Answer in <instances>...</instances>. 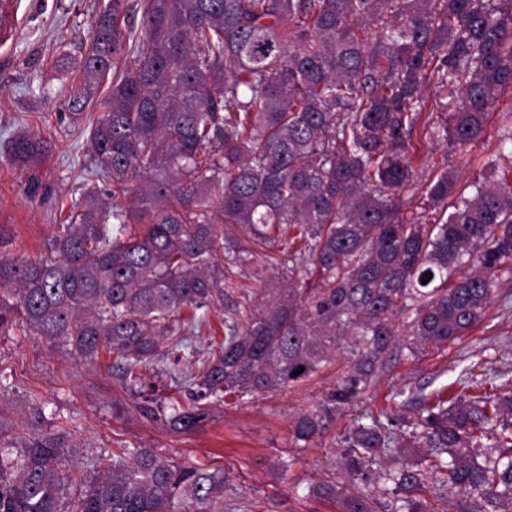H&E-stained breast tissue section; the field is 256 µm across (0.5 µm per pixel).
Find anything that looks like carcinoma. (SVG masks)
Here are the masks:
<instances>
[{
    "mask_svg": "<svg viewBox=\"0 0 512 512\" xmlns=\"http://www.w3.org/2000/svg\"><path fill=\"white\" fill-rule=\"evenodd\" d=\"M130 8L107 0L80 54L58 51L59 79L82 74L70 122L111 189L88 193L38 261L9 255L0 225L1 333L22 324L90 362L113 353L120 382L143 387L136 410L176 433L343 349L348 366L320 409L292 419L308 441L372 389L397 325L416 354L484 319L495 272L512 273V183L465 197L447 160L415 166L412 141L423 132L461 154L485 142L512 89V0H136L137 26ZM45 153L27 134L10 145L25 168ZM258 249L284 268L281 287L225 319L196 372L158 395L153 369L190 347L195 311L239 287L224 266ZM367 417L339 453L349 484L310 494L344 512H427L432 475L448 512H512L511 388L428 400L400 435L391 410ZM62 452L55 435L0 448V512H57L71 482ZM225 481L121 448L72 512H212ZM369 484L385 485L381 497Z\"/></svg>",
    "mask_w": 512,
    "mask_h": 512,
    "instance_id": "carcinoma-1",
    "label": "carcinoma"
}]
</instances>
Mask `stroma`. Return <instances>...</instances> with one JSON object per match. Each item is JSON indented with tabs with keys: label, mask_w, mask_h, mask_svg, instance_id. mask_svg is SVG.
I'll list each match as a JSON object with an SVG mask.
<instances>
[{
	"label": "stroma",
	"mask_w": 512,
	"mask_h": 512,
	"mask_svg": "<svg viewBox=\"0 0 512 512\" xmlns=\"http://www.w3.org/2000/svg\"><path fill=\"white\" fill-rule=\"evenodd\" d=\"M99 0H12L13 22L0 34V224L11 236V255L36 261L59 225L69 223L86 191L105 194L107 178L90 170L80 128L64 115L65 92L53 60L59 46L78 51L90 32ZM512 113V91L502 93L489 118L486 141L470 154L449 151L445 142L415 134L416 160H447L459 188L481 182L503 131V113ZM39 139L47 151L24 168L10 158L16 133ZM266 251L247 256L232 277L256 290L275 288L279 275ZM499 288L484 319L439 351L411 354L401 347L379 374L367 398L330 419L321 436L295 441L294 414L319 408L348 364L347 352L305 381L218 404L201 429L173 433L135 412L120 388L111 353L87 362L24 328L0 335V440L38 434L59 436L62 467L73 482L58 500L71 512L83 486L112 462L120 448H150L176 463L223 469L224 512H343L338 502L309 495L320 481H344L335 460L343 439L367 410L391 406L393 419L417 413L420 399L452 397L463 372L478 367L493 384H512V275H499ZM239 298L225 289L223 304L201 311L190 338L197 355L222 340L224 319ZM401 393L403 403L389 398Z\"/></svg>",
	"instance_id": "obj_1"
}]
</instances>
